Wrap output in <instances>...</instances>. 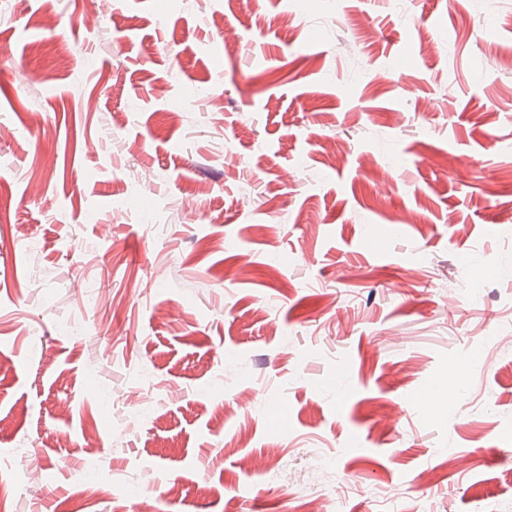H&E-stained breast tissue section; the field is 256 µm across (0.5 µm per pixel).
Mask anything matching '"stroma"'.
Masks as SVG:
<instances>
[{"mask_svg": "<svg viewBox=\"0 0 512 512\" xmlns=\"http://www.w3.org/2000/svg\"><path fill=\"white\" fill-rule=\"evenodd\" d=\"M328 490L512 512V0H0L6 512Z\"/></svg>", "mask_w": 512, "mask_h": 512, "instance_id": "1", "label": "stroma"}]
</instances>
